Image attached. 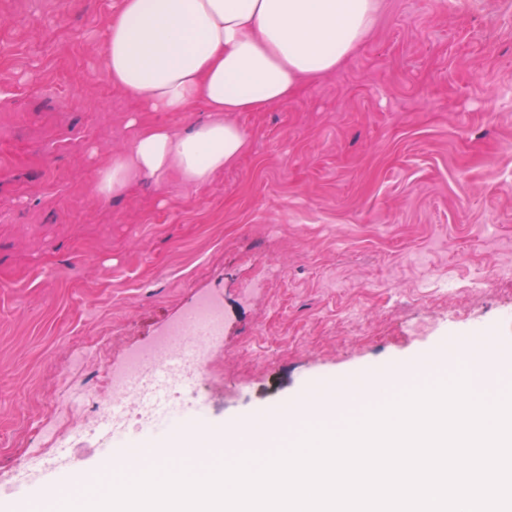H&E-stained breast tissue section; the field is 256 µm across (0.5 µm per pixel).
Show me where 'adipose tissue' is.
Instances as JSON below:
<instances>
[{"instance_id":"obj_1","label":"adipose tissue","mask_w":512,"mask_h":512,"mask_svg":"<svg viewBox=\"0 0 512 512\" xmlns=\"http://www.w3.org/2000/svg\"><path fill=\"white\" fill-rule=\"evenodd\" d=\"M382 0H115L102 68L145 112L205 121L185 134L129 119L133 133L98 173L99 198L170 175L201 185L247 152L233 118L287 102L332 74L375 26Z\"/></svg>"}]
</instances>
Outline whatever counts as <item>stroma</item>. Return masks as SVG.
Instances as JSON below:
<instances>
[{
  "label": "stroma",
  "mask_w": 512,
  "mask_h": 512,
  "mask_svg": "<svg viewBox=\"0 0 512 512\" xmlns=\"http://www.w3.org/2000/svg\"><path fill=\"white\" fill-rule=\"evenodd\" d=\"M112 0H0V512H30L103 455H151L190 429L262 422L301 392L388 371L489 331L512 356V0H383L336 72L238 112L250 147L194 187L95 193L131 116L186 132L208 113L142 112L98 64ZM269 260L276 273L259 279ZM455 291L426 288L430 270ZM224 299L204 408L82 428L108 370L198 295ZM85 403L30 458L50 401Z\"/></svg>",
  "instance_id": "stroma-1"
}]
</instances>
